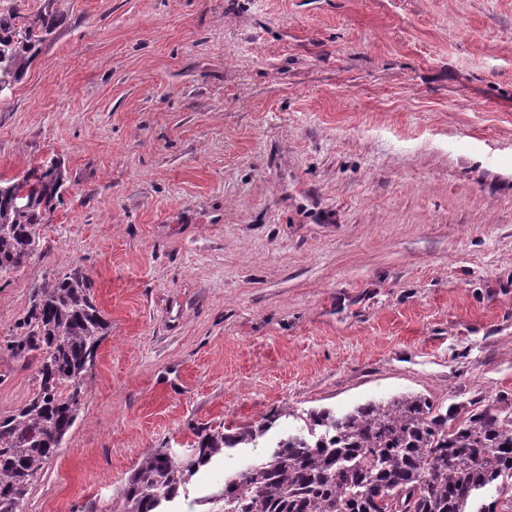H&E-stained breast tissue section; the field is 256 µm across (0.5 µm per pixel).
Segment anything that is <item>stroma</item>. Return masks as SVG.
Returning <instances> with one entry per match:
<instances>
[{
    "label": "stroma",
    "mask_w": 512,
    "mask_h": 512,
    "mask_svg": "<svg viewBox=\"0 0 512 512\" xmlns=\"http://www.w3.org/2000/svg\"><path fill=\"white\" fill-rule=\"evenodd\" d=\"M0 98V177L61 171L0 274L4 346L82 267L110 328L20 512H121L193 427L405 392L512 399V0H55Z\"/></svg>",
    "instance_id": "1"
}]
</instances>
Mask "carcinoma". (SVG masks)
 Wrapping results in <instances>:
<instances>
[{
	"label": "carcinoma",
	"mask_w": 512,
	"mask_h": 512,
	"mask_svg": "<svg viewBox=\"0 0 512 512\" xmlns=\"http://www.w3.org/2000/svg\"><path fill=\"white\" fill-rule=\"evenodd\" d=\"M54 0L33 14L0 13V91H9L58 24ZM55 166L0 185V274L20 268L40 246L39 226L58 196ZM94 282L73 269L32 288L30 306L7 345L36 363V390L22 407L0 413V512H18L77 420L109 324ZM286 411L224 432L193 430L187 453H146L129 475L122 512H167L189 505L224 512L217 497L190 498L195 477L230 448H249ZM306 433L290 436L248 469L224 477L234 512H468L478 491L498 497L476 512L512 509V411L476 402L443 408L406 393L370 400L341 415L306 414Z\"/></svg>",
	"instance_id": "obj_1"
}]
</instances>
